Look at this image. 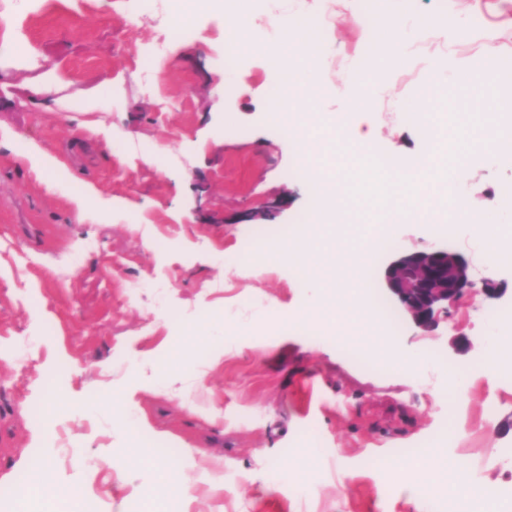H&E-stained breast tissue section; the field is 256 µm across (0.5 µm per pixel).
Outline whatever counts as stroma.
<instances>
[{"mask_svg":"<svg viewBox=\"0 0 512 512\" xmlns=\"http://www.w3.org/2000/svg\"><path fill=\"white\" fill-rule=\"evenodd\" d=\"M375 9L408 33V60L341 92L340 76L369 50L356 0H266L253 22L273 39L283 14L330 17L332 41L311 76L326 92L311 109L348 112L374 90L377 153L401 165L428 150L403 111L416 107L429 60L469 70L425 86L438 128L469 123L491 142L512 124L497 105L512 78L484 76L492 56L512 54V0H375ZM190 16L178 36L166 0H0V128L15 136L0 148V495L47 460L56 512H142L138 488L175 460L194 485L190 500L168 499L167 512H436L424 493L386 486L373 465L429 446L466 464L475 482L505 486L486 458L512 448V385L475 372L488 313L512 306V266L487 272L479 236L493 216L512 238V219L497 211L512 156L467 161L458 188L476 212L457 235L395 225L397 243L364 269L381 296L390 260L448 248L477 285L430 332L384 298L397 329L358 342L417 363L375 370L297 322L332 304L292 266H243L246 242L293 238L313 216V180L293 136L267 121L275 99L265 59L226 61L227 17L203 4ZM430 16L484 28L464 47L427 25ZM22 47L25 68L12 62ZM49 66L60 78L51 96L38 89ZM92 94L99 134L83 127ZM476 96L492 119L472 110ZM29 141L58 159L52 180L16 154ZM87 184L98 197L77 208ZM487 279L495 295L480 290ZM185 337L191 350L168 366ZM452 370L469 376L466 395L435 403ZM60 384L73 402L94 399L92 412L48 418Z\"/></svg>","mask_w":512,"mask_h":512,"instance_id":"1","label":"stroma"}]
</instances>
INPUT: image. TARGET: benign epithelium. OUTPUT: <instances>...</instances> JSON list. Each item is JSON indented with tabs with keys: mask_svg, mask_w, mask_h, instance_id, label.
Masks as SVG:
<instances>
[{
	"mask_svg": "<svg viewBox=\"0 0 512 512\" xmlns=\"http://www.w3.org/2000/svg\"><path fill=\"white\" fill-rule=\"evenodd\" d=\"M474 285L465 259L442 248L403 254L384 269L383 289L425 331Z\"/></svg>",
	"mask_w": 512,
	"mask_h": 512,
	"instance_id": "benign-epithelium-1",
	"label": "benign epithelium"
}]
</instances>
